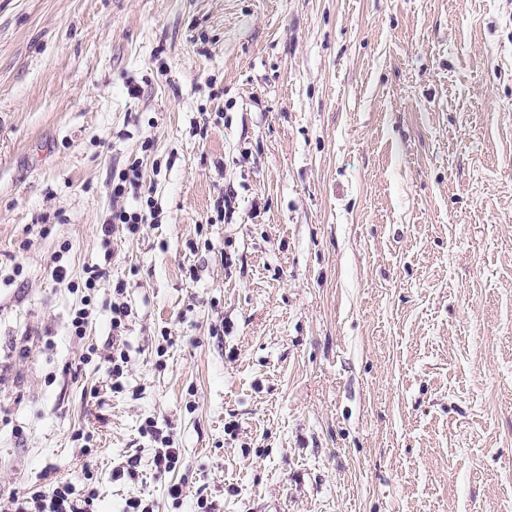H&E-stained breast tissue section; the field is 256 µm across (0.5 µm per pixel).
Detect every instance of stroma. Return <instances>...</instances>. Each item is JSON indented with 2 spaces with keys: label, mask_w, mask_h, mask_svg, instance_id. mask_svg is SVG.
Instances as JSON below:
<instances>
[{
  "label": "stroma",
  "mask_w": 512,
  "mask_h": 512,
  "mask_svg": "<svg viewBox=\"0 0 512 512\" xmlns=\"http://www.w3.org/2000/svg\"><path fill=\"white\" fill-rule=\"evenodd\" d=\"M135 162L159 221L103 236ZM103 262L79 340L53 269ZM63 478L512 512V0H0V496ZM126 288L116 285L112 291V356L106 358L105 372L112 378L113 389L120 388L121 378L129 371L130 357L124 342L121 343L122 332L126 329L125 321L130 316L131 309L123 301ZM122 345V346H121ZM143 433L154 442H160L162 447L154 449L152 457V464L155 470L159 473H169L176 470L177 466H181V453L179 448H171L167 436L163 435L162 429L157 426V423L149 421L142 429Z\"/></svg>",
  "instance_id": "obj_1"
}]
</instances>
